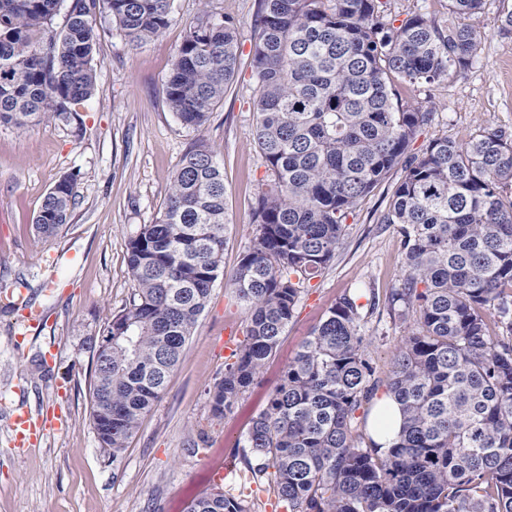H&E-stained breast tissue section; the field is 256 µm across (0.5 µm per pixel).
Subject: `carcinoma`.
<instances>
[{"label": "carcinoma", "instance_id": "obj_1", "mask_svg": "<svg viewBox=\"0 0 512 512\" xmlns=\"http://www.w3.org/2000/svg\"><path fill=\"white\" fill-rule=\"evenodd\" d=\"M63 0H0V126L68 120L96 82L97 3L131 44L159 35L172 0H72L64 30L46 31ZM483 0H448L468 17ZM255 142L272 180L255 200L252 246L229 286L245 339L207 390L222 418L256 381L305 286L341 245L358 203L402 166L383 224L399 225L405 335L387 378L375 376L361 330L363 292H345L304 340L245 439L238 487L206 492L186 512H261L251 485L285 512H512V130L487 126L408 154L435 112L397 84L432 87L473 66L480 33L422 13L399 21L385 0H261ZM238 70L232 18L189 25L166 83L182 125L199 130ZM224 168L196 140L171 176L159 218L127 241L130 306L89 342L91 420L117 461L224 273ZM74 204L58 180L34 218L60 232ZM400 405L399 443L379 450L367 419L379 391Z\"/></svg>", "mask_w": 512, "mask_h": 512}]
</instances>
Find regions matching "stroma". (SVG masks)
I'll return each mask as SVG.
<instances>
[{
    "label": "stroma",
    "instance_id": "35a3bbf8",
    "mask_svg": "<svg viewBox=\"0 0 512 512\" xmlns=\"http://www.w3.org/2000/svg\"><path fill=\"white\" fill-rule=\"evenodd\" d=\"M259 0H174L168 26L131 46L107 11L93 16L97 80L70 120L47 118L24 130L0 126V512H186L191 500L227 484L243 468V439L267 406L301 343L336 298L373 289L362 329L378 377L390 370L405 324L389 297L403 278L397 225L381 223L389 180L358 204L323 275L301 293L294 316L259 378L224 418L206 391L224 373L225 337L243 341L246 314L226 279L252 244V208L269 180L255 145L256 82L247 63L259 37ZM233 18L242 60L237 78L202 131L170 111L165 83L190 22L204 11ZM512 0H485L469 17L482 35L463 77L431 88H401L435 120L410 146L449 136L465 142L486 126L512 128V32L500 29ZM205 138L224 166V279L213 288L165 392L144 415L119 459L100 447L89 394L90 339L135 291L128 238L154 223L182 156ZM73 176L75 205L59 234L38 240L33 220L45 195ZM64 425L24 448L14 445L16 406Z\"/></svg>",
    "mask_w": 512,
    "mask_h": 512
}]
</instances>
